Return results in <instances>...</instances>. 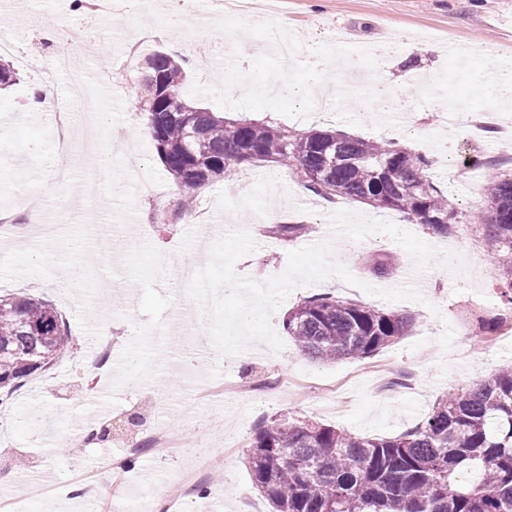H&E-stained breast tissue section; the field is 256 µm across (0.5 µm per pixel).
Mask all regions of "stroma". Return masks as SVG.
Wrapping results in <instances>:
<instances>
[{"mask_svg":"<svg viewBox=\"0 0 512 512\" xmlns=\"http://www.w3.org/2000/svg\"><path fill=\"white\" fill-rule=\"evenodd\" d=\"M115 9L108 20L76 9L73 0H13L4 16L25 31L20 47L27 58L20 82L0 91V218L15 221L0 231V293L51 301L72 332L69 354L28 377L0 407V473L17 476L11 504L21 512H97L91 500L31 496L30 476L50 472L62 488L94 471L103 454L125 462L121 448L134 437L126 419L143 412L146 394L164 380L168 434L186 445L165 457L137 456L123 474L130 495L161 492L192 459L220 453L223 466L205 471L208 493L194 497L188 512L213 503L221 512H272L245 463L261 423L292 412L355 434L395 435L448 390L470 387L512 361V334L486 341L476 328L501 300L492 248L469 219L484 202L486 172L466 166L475 156L512 151L499 129L474 137L466 122L446 121L448 108L463 106L512 123V100L495 99L491 80L499 62L512 60V0H254L249 18L236 14L232 0H117ZM60 23L85 70L112 71L109 92L84 82L72 105L92 125L99 151L74 142L67 185L55 179L52 129L12 119L25 111L35 85L53 86L66 100L69 78L54 67L59 48L46 37ZM272 28L301 50L305 65L283 72L267 41ZM132 50L173 54L186 73L185 95L225 117L395 140L424 154L433 182L451 199L454 233L432 234L393 209L328 202L302 190L276 162L243 166L200 189L223 236L205 234L185 217L160 223L177 195L138 108L136 81L117 67ZM348 57L358 64L349 87L337 76ZM116 125L123 135H113ZM101 153L110 158L111 177L98 173ZM461 170L468 176L463 185L456 180ZM33 212L78 240L90 239L93 225L117 226L112 251L76 254L87 269L80 287L56 286V268L67 257L55 252L52 238L24 234ZM295 222L311 224L310 233L288 240L272 232ZM202 245L211 257L206 279L169 290L168 274L195 260ZM373 258L391 261L393 271L375 276ZM105 282L135 305L112 311L98 291ZM203 291L204 315L188 322L186 334L207 341L211 358L183 361L160 350L148 326L166 320L179 296ZM325 292L410 313L415 324L371 357L318 362L288 336L283 317ZM247 300L264 313L244 326L237 312ZM272 376L282 387L259 397L202 396ZM88 422L111 425V439L85 441Z\"/></svg>","mask_w":512,"mask_h":512,"instance_id":"35a3bbf8","label":"stroma"}]
</instances>
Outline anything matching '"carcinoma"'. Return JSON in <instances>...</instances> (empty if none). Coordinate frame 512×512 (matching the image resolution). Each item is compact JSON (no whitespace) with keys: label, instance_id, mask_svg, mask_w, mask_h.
<instances>
[{"label":"carcinoma","instance_id":"1","mask_svg":"<svg viewBox=\"0 0 512 512\" xmlns=\"http://www.w3.org/2000/svg\"><path fill=\"white\" fill-rule=\"evenodd\" d=\"M141 103L158 156L179 197L226 178L246 153L296 172L327 200L390 208L434 234H448L451 200L428 180V159L395 141L303 131L246 120L189 103L181 63L163 51L138 67ZM18 71L0 55V87ZM476 231L496 249L503 308L480 320L492 336L512 311V178L490 175ZM305 224H278L273 233L295 239ZM283 324L299 349L334 363L367 358L407 335L409 315L312 296L288 311ZM68 321L52 304L0 294V404L37 371L68 353ZM248 468L254 488L274 512H512V367L503 366L465 390L437 399L421 422L395 436H362L298 418L276 419L253 435ZM475 470L478 481L462 475Z\"/></svg>","mask_w":512,"mask_h":512}]
</instances>
